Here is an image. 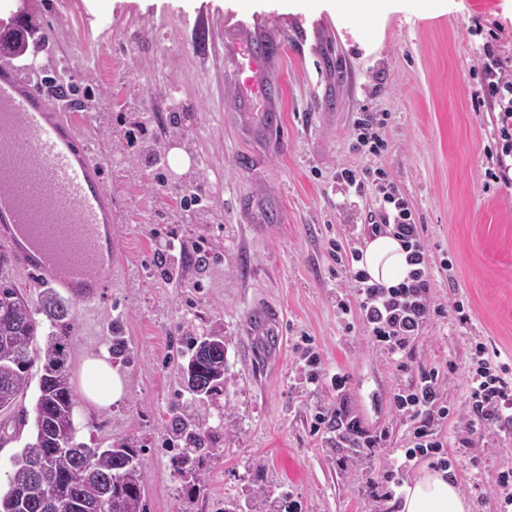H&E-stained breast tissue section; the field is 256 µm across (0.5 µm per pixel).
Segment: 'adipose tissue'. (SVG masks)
I'll return each instance as SVG.
<instances>
[{"mask_svg": "<svg viewBox=\"0 0 512 512\" xmlns=\"http://www.w3.org/2000/svg\"><path fill=\"white\" fill-rule=\"evenodd\" d=\"M408 256L400 240L380 236L367 241L358 266L372 281L390 287L403 282L412 271ZM86 368L94 380L93 385L85 389L90 400L107 407L121 399L123 379L113 368L109 355L89 358ZM398 512H469V506L459 490L455 475L428 470L402 487Z\"/></svg>", "mask_w": 512, "mask_h": 512, "instance_id": "adipose-tissue-1", "label": "adipose tissue"}]
</instances>
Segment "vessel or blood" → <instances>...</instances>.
<instances>
[{"label": "vessel or blood", "instance_id": "obj_1", "mask_svg": "<svg viewBox=\"0 0 512 512\" xmlns=\"http://www.w3.org/2000/svg\"><path fill=\"white\" fill-rule=\"evenodd\" d=\"M262 25L224 22V57L234 63L238 109L254 100L278 109L279 90L263 82L278 64ZM84 121L0 59V248L18 265L73 298L95 302L111 287L101 266L105 218L117 205Z\"/></svg>", "mask_w": 512, "mask_h": 512}]
</instances>
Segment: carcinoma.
<instances>
[{
	"mask_svg": "<svg viewBox=\"0 0 512 512\" xmlns=\"http://www.w3.org/2000/svg\"><path fill=\"white\" fill-rule=\"evenodd\" d=\"M21 30L0 34V54L25 55ZM43 314L52 325L65 322L71 308L54 289H45L38 308L0 276V414L16 412L29 371L40 364L38 395L33 405L34 430L13 458L6 489H0V512H147L145 473L136 462L139 449L126 439L107 448H88L76 442L74 414L77 397L70 381V337L54 332L38 342ZM224 337L193 338V352L185 363L183 388L195 400L205 401L224 391L228 380ZM182 448L172 456L174 472L192 473L185 485L198 491L206 463L219 452L215 437L224 426H213L206 416H176L171 421Z\"/></svg>",
	"mask_w": 512,
	"mask_h": 512,
	"instance_id": "carcinoma-1",
	"label": "carcinoma"
}]
</instances>
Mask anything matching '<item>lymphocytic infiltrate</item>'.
Listing matches in <instances>:
<instances>
[{
  "mask_svg": "<svg viewBox=\"0 0 512 512\" xmlns=\"http://www.w3.org/2000/svg\"><path fill=\"white\" fill-rule=\"evenodd\" d=\"M487 77L482 91L497 109L495 165L499 173L512 171V75L499 65L494 48H487L483 60ZM339 185L355 191L372 187L375 208L362 231L372 237L392 235L410 249L416 264L409 277L395 287L370 282L368 276L354 269L359 251L346 254L345 271L352 283L347 295L336 300V316L347 321L352 309H359L362 323L371 341L391 355L404 356L424 326L443 311L432 288L434 279L430 252L407 200L382 172L341 168L336 176ZM466 397V447L480 453L493 451L499 436L512 433V366L492 357L483 343H476L464 375ZM396 409L407 426L408 442L398 457L387 465L383 480L402 486L416 459L430 457L438 466L451 465L441 426L451 408L442 390L439 372L433 367H417L408 388L395 396ZM312 428L325 433L341 451L343 466H357L374 447L376 439L363 427L360 419L346 404L336 408H318Z\"/></svg>",
  "mask_w": 512,
  "mask_h": 512,
  "instance_id": "f902f5d3",
  "label": "lymphocytic infiltrate"
}]
</instances>
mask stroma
<instances>
[{"mask_svg": "<svg viewBox=\"0 0 512 512\" xmlns=\"http://www.w3.org/2000/svg\"><path fill=\"white\" fill-rule=\"evenodd\" d=\"M27 14L39 39L28 59L43 74L64 66L93 86L96 102L74 99L94 116L86 136L99 158L120 153L129 185L114 190L123 218L112 225V286L95 304L71 300L63 333L72 338L71 383L78 396L76 438L105 448L117 438L140 446L148 512H220L254 506L257 512H372L385 486L370 488L406 445V426L394 398L417 365L458 368L442 386L456 411L442 425L453 471L471 512H499L489 494L500 471L512 469V439L503 450L472 460L459 438L467 390L461 374L469 350L481 342L512 364V186L488 175L496 115L477 104L484 83V48L496 45L512 73V0H450L441 17H421L414 0L382 24L323 8L322 0H0V30ZM262 20L271 35L305 33L289 41L278 63L280 112L267 123L261 110L235 107L238 84L224 61L225 16ZM126 83L102 75L126 43ZM176 91L189 135L167 123L166 91ZM161 108V152L202 161L184 170L186 183L208 188V212L185 223L179 203L151 184L128 146L124 124L136 111L116 112L114 95ZM386 113L379 155L356 146L355 123L365 111ZM382 170L407 198L433 255V295L445 309L404 357L372 345L362 324L345 330L336 298L347 284L333 250L352 247L351 227L364 222L371 195L340 193V168ZM156 221L143 223L145 213ZM178 236L186 250L203 247L206 268L181 259V278L159 276L150 259L160 238ZM451 264L443 271L441 261ZM462 301L459 323L451 306ZM271 306L282 319V345L268 363L252 357L253 310ZM120 325L130 362L114 359L125 392L112 406L90 402L88 357L112 349ZM224 333L231 379L210 412L223 415L222 453L206 467L199 496L186 493L174 473L177 450L167 423L173 413H197L180 394L175 370L187 335ZM310 337L327 371L348 378L345 401L378 442L354 468H343L332 444L310 428L316 407H334L336 392L315 393L295 350Z\"/></svg>", "mask_w": 512, "mask_h": 512, "instance_id": "stroma-1", "label": "stroma"}]
</instances>
